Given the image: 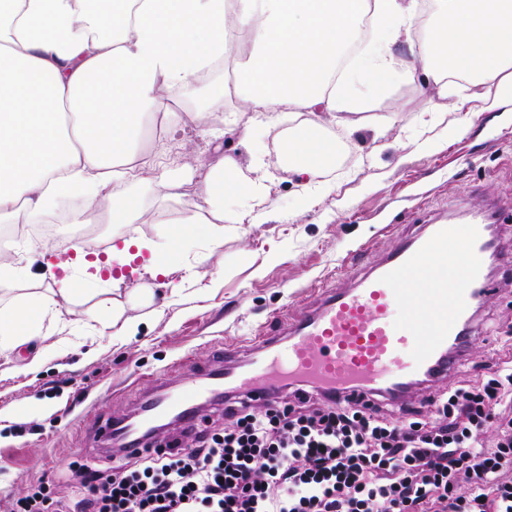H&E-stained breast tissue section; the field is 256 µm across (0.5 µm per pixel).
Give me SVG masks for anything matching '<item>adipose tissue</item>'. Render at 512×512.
<instances>
[{"mask_svg":"<svg viewBox=\"0 0 512 512\" xmlns=\"http://www.w3.org/2000/svg\"><path fill=\"white\" fill-rule=\"evenodd\" d=\"M437 18L414 35L420 0H0V223L151 224L154 206L179 203L193 165L145 160L149 119L165 132L204 121L234 95L249 117L213 131L238 134L253 148L249 164L232 154L210 166L202 195L184 213L175 241L123 239L106 259L51 262L41 243L0 258V288L58 276L55 290L16 296L0 306V349L48 335L59 300L89 294L91 320L133 334L126 306L110 297L104 269L132 261L133 250L181 251L207 227L212 246L228 224H261L274 180L256 143L280 128L289 170L313 174L332 162L336 142L323 116L355 131L353 115L372 92L409 72L398 46L418 50V76L438 97L447 71L485 87L481 109L512 97V0H434ZM233 84L211 85L238 37ZM303 120H295V113ZM42 274H35L33 264Z\"/></svg>","mask_w":512,"mask_h":512,"instance_id":"obj_1","label":"adipose tissue"}]
</instances>
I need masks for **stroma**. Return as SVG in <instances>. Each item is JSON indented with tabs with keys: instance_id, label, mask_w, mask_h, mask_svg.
<instances>
[{
	"instance_id": "stroma-1",
	"label": "stroma",
	"mask_w": 512,
	"mask_h": 512,
	"mask_svg": "<svg viewBox=\"0 0 512 512\" xmlns=\"http://www.w3.org/2000/svg\"><path fill=\"white\" fill-rule=\"evenodd\" d=\"M481 87L448 81L447 98L434 111L421 106L432 88L397 78L374 94L358 113L360 129L346 135L334 123L336 157L319 179L324 193L311 208L301 205L307 176L285 167L277 137L265 142L266 161L275 179L264 224H228L224 243L211 247L204 229L184 255L193 265V282L182 272L151 276L138 269L134 282L119 280L111 296L125 301L133 285H151V306L133 310L138 330L131 336L99 334L89 327L90 300L61 301L59 326L71 331L68 344L40 370L24 366L42 354L46 343L33 340L0 352V512L41 479L64 494L81 497L72 469L89 461L91 423L129 414L139 394L156 378L173 383L193 380L224 345L255 335L272 314L299 316L319 287L349 286L340 264L347 252L368 245V260L379 259L394 241L417 225L496 205L512 226V101L505 109L481 113L456 133L454 102L475 104ZM237 99L225 100L207 126L169 138L161 126L150 130V144L167 158L188 162L197 172L182 189V209L200 200L201 183L219 159L207 127L221 124ZM495 292L476 321L483 339L468 347L467 361L452 377L413 388V405L447 392L474 369L491 362L496 351L512 348V275L493 272Z\"/></svg>"
}]
</instances>
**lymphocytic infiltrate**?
<instances>
[{"instance_id": "f902f5d3", "label": "lymphocytic infiltrate", "mask_w": 512, "mask_h": 512, "mask_svg": "<svg viewBox=\"0 0 512 512\" xmlns=\"http://www.w3.org/2000/svg\"><path fill=\"white\" fill-rule=\"evenodd\" d=\"M77 501L33 487L12 512H512V364L402 417L295 392L155 440Z\"/></svg>"}]
</instances>
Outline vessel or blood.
I'll use <instances>...</instances> for the list:
<instances>
[{
	"label": "vessel or blood",
	"instance_id": "b4317fda",
	"mask_svg": "<svg viewBox=\"0 0 512 512\" xmlns=\"http://www.w3.org/2000/svg\"><path fill=\"white\" fill-rule=\"evenodd\" d=\"M495 207L469 225L461 243L465 287L429 272L456 235L452 223L424 224L395 241L382 259L347 288L322 289L318 300L284 328L224 348L212 367L174 388L157 382L133 418H115L91 433L92 447L124 458L148 454L160 421L188 427L207 403L257 404L298 385L351 404L385 407L412 384L453 374L480 330L474 314L492 292L489 259L512 271V248L501 244Z\"/></svg>",
	"mask_w": 512,
	"mask_h": 512
}]
</instances>
